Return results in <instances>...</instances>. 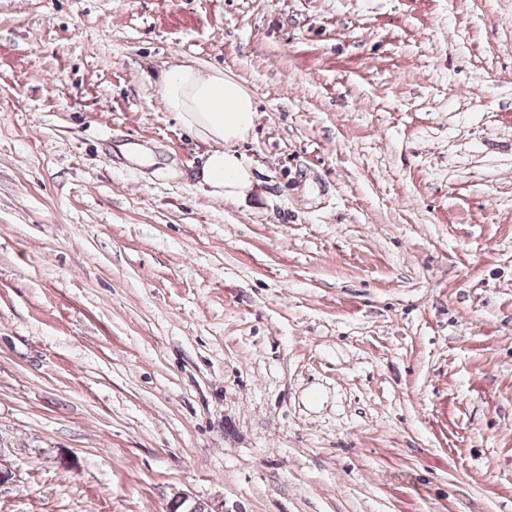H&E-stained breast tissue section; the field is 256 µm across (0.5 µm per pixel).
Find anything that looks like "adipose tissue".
Listing matches in <instances>:
<instances>
[{
    "instance_id": "adipose-tissue-1",
    "label": "adipose tissue",
    "mask_w": 512,
    "mask_h": 512,
    "mask_svg": "<svg viewBox=\"0 0 512 512\" xmlns=\"http://www.w3.org/2000/svg\"><path fill=\"white\" fill-rule=\"evenodd\" d=\"M160 95L167 111L200 139L213 145L202 170L211 195L227 201L245 198L253 189L252 173L234 146L254 127L252 95L218 68L176 65L165 74Z\"/></svg>"
}]
</instances>
